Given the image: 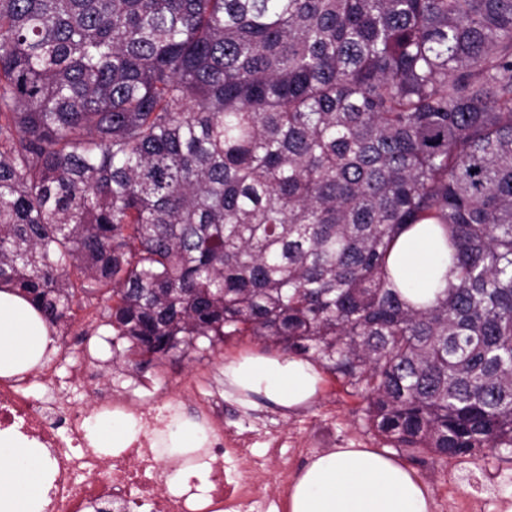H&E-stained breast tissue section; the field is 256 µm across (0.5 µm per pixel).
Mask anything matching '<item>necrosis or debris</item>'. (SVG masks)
Here are the masks:
<instances>
[{"instance_id":"1","label":"necrosis or debris","mask_w":512,"mask_h":512,"mask_svg":"<svg viewBox=\"0 0 512 512\" xmlns=\"http://www.w3.org/2000/svg\"><path fill=\"white\" fill-rule=\"evenodd\" d=\"M34 378L45 382L49 373L43 370L0 381V432H15L48 450L55 462V476L47 491L48 512H107L124 503L136 512L143 507L149 512H233L248 487L227 476V466L246 473L265 464L251 452V434L219 425L218 396L195 397L196 411L209 427L202 455L208 470L206 504L195 507L188 495L169 490V471L155 461L151 451L155 433L167 426L177 402L134 405L112 394L97 398L64 420L60 417L64 395L47 401L22 391V384ZM116 409L133 415L138 436L127 448L108 454L94 448L90 427L96 415Z\"/></svg>"}]
</instances>
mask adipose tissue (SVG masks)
<instances>
[{"mask_svg": "<svg viewBox=\"0 0 512 512\" xmlns=\"http://www.w3.org/2000/svg\"><path fill=\"white\" fill-rule=\"evenodd\" d=\"M389 266L403 294L416 307L430 304L444 286L448 248L435 225L417 224L397 240ZM54 340L37 308L12 289L0 290V376L12 377L41 365ZM321 371L300 356L247 355L224 365L229 392L264 395L294 409L316 394ZM132 415L121 411L99 416L91 436L95 447L120 451L135 439ZM201 447L200 428L185 422L166 446L179 459L170 482L183 493L191 481H204L203 464L192 461ZM52 478L45 449L0 432V512H43L44 490ZM288 512H431L430 495L404 462L363 445L339 446L316 453L295 477Z\"/></svg>", "mask_w": 512, "mask_h": 512, "instance_id": "obj_1", "label": "adipose tissue"}]
</instances>
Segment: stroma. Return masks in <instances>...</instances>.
Masks as SVG:
<instances>
[{
    "label": "stroma",
    "mask_w": 512,
    "mask_h": 512,
    "mask_svg": "<svg viewBox=\"0 0 512 512\" xmlns=\"http://www.w3.org/2000/svg\"><path fill=\"white\" fill-rule=\"evenodd\" d=\"M107 297H77L75 316L68 329H52L54 349L45 360L65 389L74 407L82 408L96 400L100 391L120 388L124 397L146 405L153 400H174L187 383L199 388L223 386L224 365L235 357L264 352L265 346L251 336H230L215 348L190 352L183 357L146 361L125 357L112 350V330L105 326ZM364 400L350 394L341 380L324 374L317 395L307 406L284 409L258 394L224 395L226 426L254 431V455H266L262 441L266 432L278 430L305 435L317 424H328L338 445L350 441L383 448L365 419ZM309 448H283L266 470L250 474L251 491L239 512H286L288 488L296 473L309 461ZM414 468L433 502L432 512H448L449 500H456L458 512H505L512 505V463L493 458L447 463H415Z\"/></svg>",
    "instance_id": "stroma-1"
}]
</instances>
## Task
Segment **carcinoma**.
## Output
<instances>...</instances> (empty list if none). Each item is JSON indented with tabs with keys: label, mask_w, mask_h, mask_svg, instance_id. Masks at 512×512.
<instances>
[{
	"label": "carcinoma",
	"mask_w": 512,
	"mask_h": 512,
	"mask_svg": "<svg viewBox=\"0 0 512 512\" xmlns=\"http://www.w3.org/2000/svg\"><path fill=\"white\" fill-rule=\"evenodd\" d=\"M2 287L52 327L106 294L152 360L254 336L412 460L512 461V0H0ZM434 224H415L397 240L389 266L403 294L424 308L445 287L448 246Z\"/></svg>",
	"instance_id": "cac0c4a2"
}]
</instances>
